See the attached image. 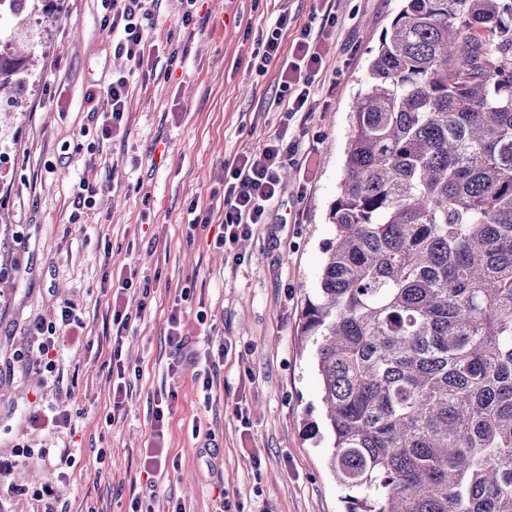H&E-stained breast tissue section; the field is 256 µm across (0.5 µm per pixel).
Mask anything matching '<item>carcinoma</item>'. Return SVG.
Instances as JSON below:
<instances>
[{
	"label": "carcinoma",
	"mask_w": 512,
	"mask_h": 512,
	"mask_svg": "<svg viewBox=\"0 0 512 512\" xmlns=\"http://www.w3.org/2000/svg\"><path fill=\"white\" fill-rule=\"evenodd\" d=\"M369 75L302 325L328 466L348 512H512V6L405 0Z\"/></svg>",
	"instance_id": "1"
}]
</instances>
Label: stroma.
Segmentation results:
<instances>
[{"label":"stroma","instance_id":"1","mask_svg":"<svg viewBox=\"0 0 512 512\" xmlns=\"http://www.w3.org/2000/svg\"><path fill=\"white\" fill-rule=\"evenodd\" d=\"M322 0H161L151 37L159 56L129 78L124 122L107 139L90 131L98 90L121 67L103 30L102 0H63L49 33L31 43L41 61L21 112L0 126V512H39L54 483L63 512H347L327 466L322 384L301 336L317 293L328 214L344 174L351 107L403 0H332L336 27L321 39L325 73L307 121L282 126L280 62L254 51L287 15L282 51ZM194 22L182 25L184 12ZM300 157L287 166L265 223L212 247L224 221V176L280 128ZM99 190L77 208L74 186ZM203 224L190 227L191 214ZM132 277L129 290L120 280ZM191 289L181 301L182 289ZM131 317L121 360L131 384L120 409L95 359L112 348V301ZM71 304L80 325L57 370L43 371L30 337ZM180 306L188 359L177 360L166 319ZM212 371L203 394L198 370ZM168 395L163 438L154 411ZM69 426L32 423L49 407ZM163 448L166 461L149 471ZM70 452L59 479L41 449Z\"/></svg>","mask_w":512,"mask_h":512}]
</instances>
